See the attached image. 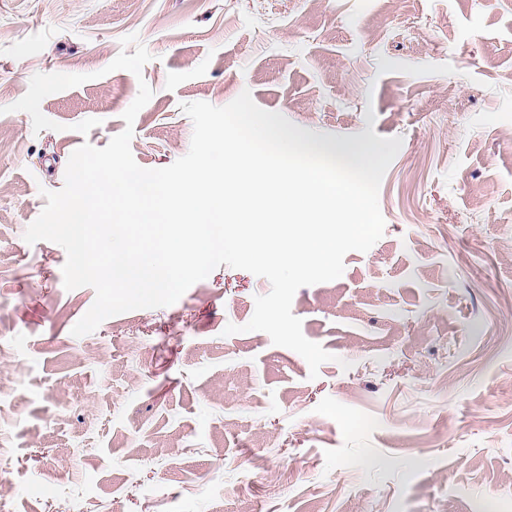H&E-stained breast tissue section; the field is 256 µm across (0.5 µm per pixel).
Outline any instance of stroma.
<instances>
[{"label":"stroma","instance_id":"1","mask_svg":"<svg viewBox=\"0 0 512 512\" xmlns=\"http://www.w3.org/2000/svg\"><path fill=\"white\" fill-rule=\"evenodd\" d=\"M129 34L138 76L108 69ZM37 73L88 77L42 100L59 130L10 109ZM143 82L146 169L188 152L182 104L246 90L322 142L401 138L381 239L293 297L318 374L244 331L270 283L224 265L72 335L96 293L23 234ZM1 470L0 512H512V0H0Z\"/></svg>","mask_w":512,"mask_h":512}]
</instances>
